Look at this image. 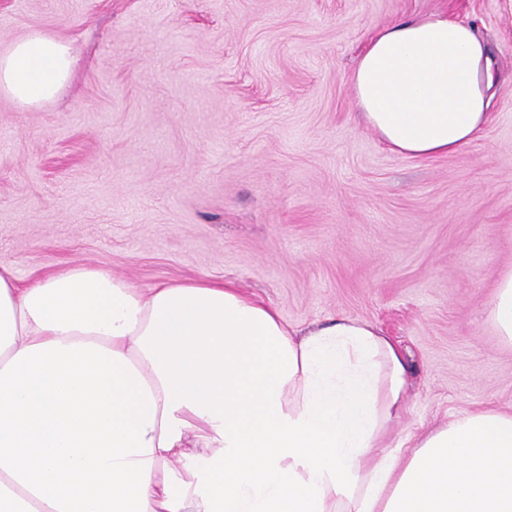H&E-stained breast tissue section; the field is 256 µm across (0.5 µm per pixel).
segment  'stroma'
Here are the masks:
<instances>
[{
	"mask_svg": "<svg viewBox=\"0 0 512 512\" xmlns=\"http://www.w3.org/2000/svg\"><path fill=\"white\" fill-rule=\"evenodd\" d=\"M447 13L491 44L497 103L457 153L391 152L352 69L382 27ZM69 40L57 101L0 97V261L83 263L139 287L231 280L305 329L346 316L404 350L396 448L512 411L485 312L512 268V0H0V51Z\"/></svg>",
	"mask_w": 512,
	"mask_h": 512,
	"instance_id": "stroma-1",
	"label": "stroma"
}]
</instances>
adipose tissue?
Returning <instances> with one entry per match:
<instances>
[{
  "label": "adipose tissue",
  "mask_w": 512,
  "mask_h": 512,
  "mask_svg": "<svg viewBox=\"0 0 512 512\" xmlns=\"http://www.w3.org/2000/svg\"><path fill=\"white\" fill-rule=\"evenodd\" d=\"M73 66L69 41L30 31L0 53V95L40 108ZM352 83L390 151L433 157L484 128L495 77L474 27L437 12L380 30ZM487 315L512 343V269ZM49 341L122 353L150 386L147 512H512V412L464 411L387 447L408 367L370 323L304 333L229 281L137 288L81 264L22 286L0 262V369Z\"/></svg>",
  "instance_id": "adipose-tissue-1"
}]
</instances>
